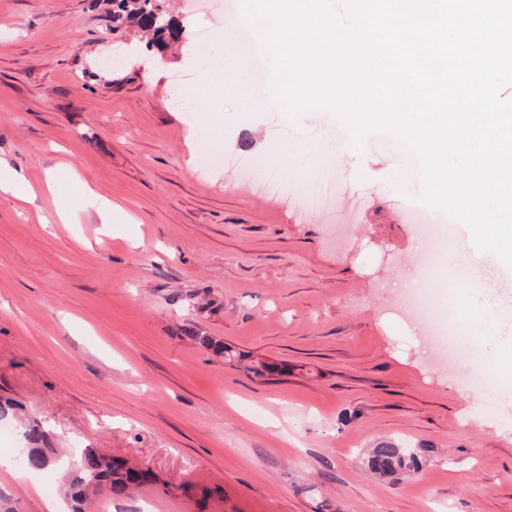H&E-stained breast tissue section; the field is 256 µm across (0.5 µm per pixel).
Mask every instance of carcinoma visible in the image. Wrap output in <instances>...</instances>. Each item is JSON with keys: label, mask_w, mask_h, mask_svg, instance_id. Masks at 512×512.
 <instances>
[{"label": "carcinoma", "mask_w": 512, "mask_h": 512, "mask_svg": "<svg viewBox=\"0 0 512 512\" xmlns=\"http://www.w3.org/2000/svg\"><path fill=\"white\" fill-rule=\"evenodd\" d=\"M129 27L148 33L150 44L160 48L175 38L177 31L162 0H112V30ZM7 419L19 424L25 470L38 473L62 469L63 490L71 501L72 512H88L91 500L98 496L114 501L129 499L146 481V472L96 448L84 449L76 460L66 459L51 432L10 398L0 399V420ZM366 463L374 474L392 478L417 470L421 454L396 441L382 439L369 449Z\"/></svg>", "instance_id": "cac0c4a2"}]
</instances>
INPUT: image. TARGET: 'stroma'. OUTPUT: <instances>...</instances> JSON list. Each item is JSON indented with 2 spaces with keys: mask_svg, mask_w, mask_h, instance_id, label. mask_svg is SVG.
I'll use <instances>...</instances> for the list:
<instances>
[{
  "mask_svg": "<svg viewBox=\"0 0 512 512\" xmlns=\"http://www.w3.org/2000/svg\"><path fill=\"white\" fill-rule=\"evenodd\" d=\"M165 0L183 25L164 53L100 66L115 42L93 0H0V164L38 194L0 193V396L21 402L70 456L84 448L148 474L94 512H512V395L501 376L463 386L467 352L436 363L402 307L399 275L424 240L419 208L389 182L414 169L392 134L363 148L327 109L291 117L266 74L256 94L228 59V4ZM206 56L208 82L180 103L175 75ZM332 156L335 211L302 218L242 170L266 160L295 183ZM233 157L208 170L205 152ZM68 180L60 223L47 174ZM119 203L101 223L84 188ZM424 314L467 337L503 324L454 317L477 280L426 272ZM213 337L235 358L205 349ZM279 366L258 378L251 366ZM420 449L421 469L381 479L369 448ZM19 431L0 441V493L15 512H71L55 470L16 483Z\"/></svg>",
  "mask_w": 512,
  "mask_h": 512,
  "instance_id": "1",
  "label": "stroma"
}]
</instances>
